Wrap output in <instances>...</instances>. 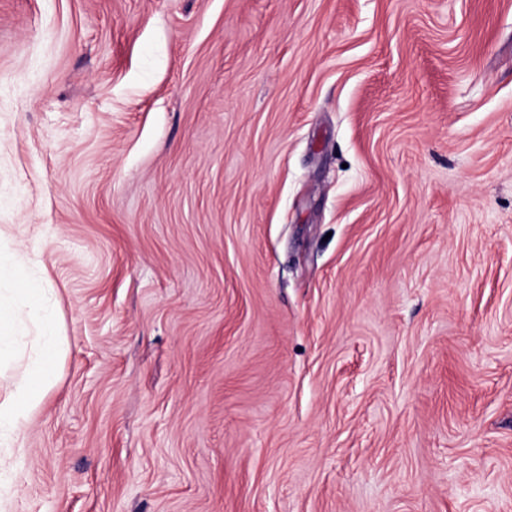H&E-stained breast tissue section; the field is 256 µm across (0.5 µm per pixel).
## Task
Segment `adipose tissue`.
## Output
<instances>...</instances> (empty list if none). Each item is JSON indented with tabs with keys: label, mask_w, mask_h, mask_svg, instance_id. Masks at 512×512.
<instances>
[{
	"label": "adipose tissue",
	"mask_w": 512,
	"mask_h": 512,
	"mask_svg": "<svg viewBox=\"0 0 512 512\" xmlns=\"http://www.w3.org/2000/svg\"><path fill=\"white\" fill-rule=\"evenodd\" d=\"M27 295L29 302L24 311L0 307V360L15 357L26 348L31 351L24 379L14 391L0 398V446L7 448L13 447L44 390L51 385L58 356V338L48 325L46 289L31 288ZM26 320L44 324L42 336L29 339L22 328Z\"/></svg>",
	"instance_id": "1"
}]
</instances>
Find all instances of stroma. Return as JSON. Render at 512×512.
Here are the masks:
<instances>
[{"mask_svg": "<svg viewBox=\"0 0 512 512\" xmlns=\"http://www.w3.org/2000/svg\"><path fill=\"white\" fill-rule=\"evenodd\" d=\"M0 252L12 512H512V0H0ZM24 291L32 301L23 311L0 306V365L4 358H14L29 342L30 336H25L22 329V314L28 321L45 326L43 335L35 338L24 379L3 399L0 395V446L6 448L13 447L31 412L41 402L44 390L51 385L58 356V338L49 325L47 288H24Z\"/></svg>", "mask_w": 512, "mask_h": 512, "instance_id": "1", "label": "stroma"}]
</instances>
